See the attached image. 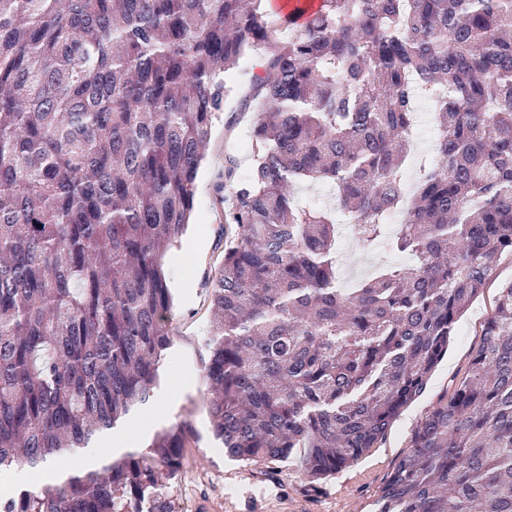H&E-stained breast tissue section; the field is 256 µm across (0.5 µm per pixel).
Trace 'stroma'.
Returning a JSON list of instances; mask_svg holds the SVG:
<instances>
[{"instance_id": "stroma-1", "label": "stroma", "mask_w": 512, "mask_h": 512, "mask_svg": "<svg viewBox=\"0 0 512 512\" xmlns=\"http://www.w3.org/2000/svg\"><path fill=\"white\" fill-rule=\"evenodd\" d=\"M267 56L265 46L249 48L238 68L225 77L230 92L213 122L197 175L193 218L165 257L172 297L171 345L160 364L155 400L113 428L112 435L126 447L139 449L155 433L182 421L190 423L183 466L167 489L175 512H375L378 488L407 452L421 418L459 379L480 344L496 289L485 288L472 302L425 394L401 413L380 447L356 464L313 484L295 457L256 466L225 455L211 430L204 383L210 356L211 276L224 258V166L230 157L238 172H248L253 165L254 112L242 103L252 75ZM405 262V256L383 248L364 253L353 238L338 241V276L351 287L382 266Z\"/></svg>"}]
</instances>
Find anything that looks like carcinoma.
Masks as SVG:
<instances>
[{
  "label": "carcinoma",
  "instance_id": "1",
  "mask_svg": "<svg viewBox=\"0 0 512 512\" xmlns=\"http://www.w3.org/2000/svg\"><path fill=\"white\" fill-rule=\"evenodd\" d=\"M0 0V472L60 462L150 405L170 346L164 258L187 226L224 76L267 44L254 163L224 171L207 407L224 453L313 482L426 391L512 254V0ZM290 30L288 40L280 33ZM438 135L406 201L419 94ZM321 181L332 211L295 201ZM403 213L394 235L386 218ZM410 258L338 287L337 217ZM191 425L0 500L175 512ZM377 512H512V280L379 488Z\"/></svg>",
  "mask_w": 512,
  "mask_h": 512
}]
</instances>
